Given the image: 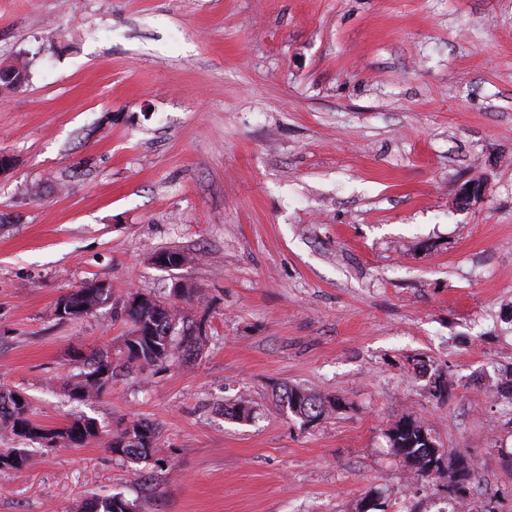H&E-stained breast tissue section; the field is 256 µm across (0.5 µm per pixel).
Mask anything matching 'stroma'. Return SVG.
Instances as JSON below:
<instances>
[{
  "mask_svg": "<svg viewBox=\"0 0 512 512\" xmlns=\"http://www.w3.org/2000/svg\"><path fill=\"white\" fill-rule=\"evenodd\" d=\"M0 387L50 425L160 432L0 470V512H512V0H0ZM483 200L456 204L470 180ZM190 263L163 270L154 252ZM104 281L76 321L58 299ZM195 288L190 361L126 363L128 293ZM115 369L78 402L91 352ZM451 388L435 395L433 376ZM342 409L302 426L275 394ZM252 422L225 416L239 399ZM479 469L464 501L389 446L403 414ZM101 284H106L107 288L99 287V285ZM111 296L112 288L108 283L104 281L83 283L79 288L72 290L71 292L64 295L58 300L56 307L54 309V315L56 319L59 321H75L77 319L82 318L83 316L80 318H70L73 317V315L66 314L64 312V306L61 307V313L63 314L62 315L60 313V306L62 304L65 305L67 311L68 307H70L71 309L79 313H84V315H88L91 312H93V310H95L100 304L110 299ZM64 315L70 317H65ZM83 366L84 370L67 377L68 395L79 402L98 399L112 383V362L107 355H94L85 359ZM106 445L113 454L131 462L154 459V465L158 467H161L160 462H165L156 428L143 421L133 423L131 429L110 438ZM130 504L136 506L134 502L120 495L93 496L85 503L84 512H126L124 507Z\"/></svg>",
  "mask_w": 512,
  "mask_h": 512,
  "instance_id": "35a3bbf8",
  "label": "stroma"
}]
</instances>
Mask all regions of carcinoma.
Segmentation results:
<instances>
[{"label": "carcinoma", "mask_w": 512, "mask_h": 512, "mask_svg": "<svg viewBox=\"0 0 512 512\" xmlns=\"http://www.w3.org/2000/svg\"><path fill=\"white\" fill-rule=\"evenodd\" d=\"M28 63L17 59L0 69V85L28 77ZM112 296V288H101L99 282H87L61 297L54 309L57 320L68 318L60 313L65 305L79 313L90 314ZM140 305L123 313L130 329L124 336L126 360L141 367L158 366L179 357L191 355V348L202 339L203 330L198 322L189 318L183 307L141 295ZM84 370L67 377L68 395L79 402L92 401L105 394L112 383V362L107 355H94L83 362ZM281 410L290 412L299 420L320 421L329 413L343 407L339 398H323L314 393L288 386L278 398ZM0 429L8 431L17 440V448H0V468L22 469L34 463L32 449L24 447L31 442L52 448L58 444L80 445L98 440L102 436L98 423L93 419H79L64 427H49L32 418L30 401L18 403L16 391L0 388ZM428 430L413 416H402L388 431L390 448L411 469L418 479H445L450 474L462 472L468 484L477 481L478 472L473 464L465 463L459 456L454 468L437 465L434 449L427 442ZM112 453L131 462L152 459L154 465L164 461L156 428L143 421L106 442ZM132 501L120 495L94 496L84 506V512H126Z\"/></svg>", "instance_id": "carcinoma-1"}]
</instances>
